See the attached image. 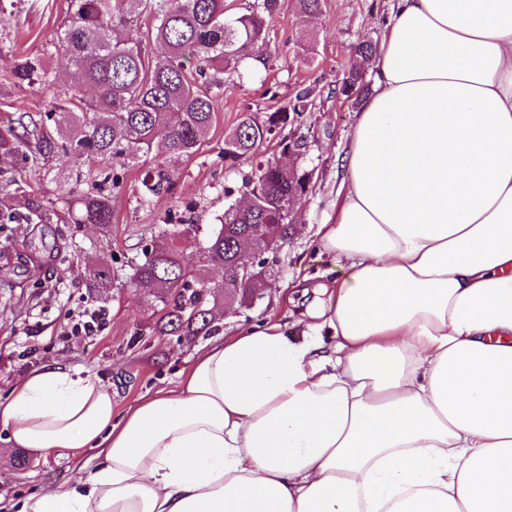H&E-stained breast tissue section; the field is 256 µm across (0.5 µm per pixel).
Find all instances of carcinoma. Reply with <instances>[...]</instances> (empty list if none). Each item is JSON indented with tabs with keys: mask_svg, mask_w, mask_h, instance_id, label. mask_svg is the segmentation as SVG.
<instances>
[{
	"mask_svg": "<svg viewBox=\"0 0 512 512\" xmlns=\"http://www.w3.org/2000/svg\"><path fill=\"white\" fill-rule=\"evenodd\" d=\"M280 0H249L246 13L228 14L224 0H70L67 21L38 54L19 59L13 83L34 79L55 84L48 60L62 53L70 65V85L46 119L0 128V154L20 155L34 164L63 153L75 169L63 180L69 188L55 205L27 198L26 224H96L104 237L112 228V200L129 167L150 154L159 130L166 131L168 164L143 173L139 201L146 205L172 191L177 166L199 150L210 129L224 75L250 66L268 67L269 23ZM152 41L164 49L158 60L147 52ZM288 112L260 120L246 111L224 141V158L256 157L264 144L287 128ZM120 158L117 169L112 160ZM304 169L281 168L260 159L241 180L239 190L251 196L245 208L233 205L220 217V231L203 243L199 262L222 267L238 259V239L270 233L288 241L291 197L304 190ZM180 230L145 247L134 266L131 284L145 290L163 311L159 332L196 336L210 324L204 307L212 287L203 268L185 264L174 246ZM95 288H108L112 272L103 263L89 274Z\"/></svg>",
	"mask_w": 512,
	"mask_h": 512,
	"instance_id": "1",
	"label": "carcinoma"
}]
</instances>
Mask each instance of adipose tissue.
Listing matches in <instances>:
<instances>
[{
    "mask_svg": "<svg viewBox=\"0 0 512 512\" xmlns=\"http://www.w3.org/2000/svg\"><path fill=\"white\" fill-rule=\"evenodd\" d=\"M302 331L214 341L115 414L57 363L11 447L82 458L12 512H512V0H393Z\"/></svg>",
    "mask_w": 512,
    "mask_h": 512,
    "instance_id": "obj_1",
    "label": "adipose tissue"
}]
</instances>
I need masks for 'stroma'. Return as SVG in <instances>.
<instances>
[{"label":"stroma","instance_id":"obj_1","mask_svg":"<svg viewBox=\"0 0 512 512\" xmlns=\"http://www.w3.org/2000/svg\"><path fill=\"white\" fill-rule=\"evenodd\" d=\"M390 0H322L319 13H301L297 0H281L270 24L272 58L268 68L241 69L230 77L217 99L215 118L197 154L178 167L171 193L140 205L138 188L144 170L164 162L161 145L129 168L124 188L112 203V232L88 224L55 225L44 237L39 224L0 226V398L15 382L43 364L57 362L91 375L112 393L113 407L124 412L147 392L171 386L181 370L204 352L203 336L161 335L157 313L144 292L115 277L110 288H93L92 266H121L141 258L143 248L161 238L168 224L191 216L199 237L219 227L218 218L231 201L239 200L242 175L252 162L243 158L228 165L224 139L243 111L264 117L288 108L296 92L311 88L310 102L288 125L291 137L304 140L306 152L291 164L312 170L313 188L293 209V233L273 253L260 290L251 298L233 300L231 309L216 315L215 333L233 335L239 326L260 321L293 324L310 302L307 288L340 278L330 257L316 251V232L331 213L344 177L343 156L350 144L363 98L375 85V62L355 51L358 42L381 45L390 16ZM68 0H0V75L22 56L41 50L63 27ZM363 75L360 95H336L349 72ZM60 87L39 83L0 84V125L52 107ZM68 157L57 155L44 167L18 156L0 155V195L12 197L16 212L26 210L15 183L46 200L61 193L55 173L71 169ZM232 195H225V188ZM100 308L105 323L94 335L75 333L73 323L85 308ZM0 432V499H19L48 486H64L80 474L75 458L38 456L8 447Z\"/></svg>","mask_w":512,"mask_h":512}]
</instances>
